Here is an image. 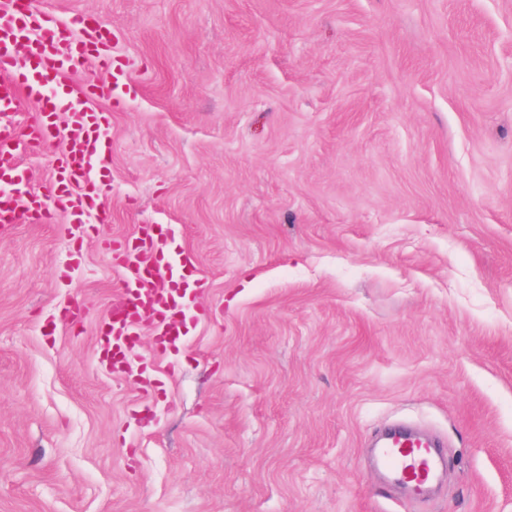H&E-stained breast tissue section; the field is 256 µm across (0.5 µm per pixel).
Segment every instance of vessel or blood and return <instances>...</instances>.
Segmentation results:
<instances>
[{
    "instance_id": "b4317fda",
    "label": "vessel or blood",
    "mask_w": 512,
    "mask_h": 512,
    "mask_svg": "<svg viewBox=\"0 0 512 512\" xmlns=\"http://www.w3.org/2000/svg\"><path fill=\"white\" fill-rule=\"evenodd\" d=\"M81 30V36H74L71 24L38 8L33 0H7L0 8V228L46 224L58 210L79 222L100 209L103 184L91 174L102 162L108 135L105 119L92 103L112 99L127 75L108 54L109 30L101 21H82ZM92 62L108 71V81L73 83V76ZM24 101L37 108L20 128L13 112ZM64 108L71 118L61 129L55 118ZM60 139L65 146L52 178L27 188L11 150L19 143L47 149ZM138 235L137 249L113 257L127 274L124 310L109 318L97 340L116 372L123 364L120 350L143 325H152L160 349L179 335L175 314L181 295L165 285L170 274L167 240L147 224L140 225ZM378 457L390 480L414 494L430 488L445 466L438 443L417 440L402 428L384 434Z\"/></svg>"
}]
</instances>
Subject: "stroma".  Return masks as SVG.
<instances>
[{
	"mask_svg": "<svg viewBox=\"0 0 512 512\" xmlns=\"http://www.w3.org/2000/svg\"><path fill=\"white\" fill-rule=\"evenodd\" d=\"M37 2L131 81L108 222L0 230V512H512V0ZM141 224L200 286L120 377ZM396 421L444 441L435 498L384 484Z\"/></svg>",
	"mask_w": 512,
	"mask_h": 512,
	"instance_id": "obj_1",
	"label": "stroma"
}]
</instances>
